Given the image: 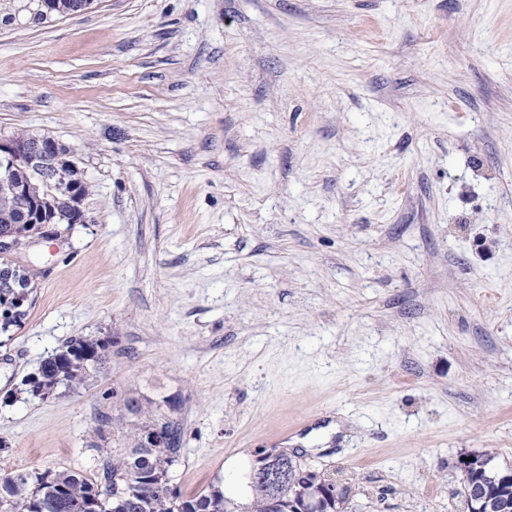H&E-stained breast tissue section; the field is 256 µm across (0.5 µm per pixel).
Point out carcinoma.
<instances>
[{"label": "carcinoma", "instance_id": "cac0c4a2", "mask_svg": "<svg viewBox=\"0 0 512 512\" xmlns=\"http://www.w3.org/2000/svg\"><path fill=\"white\" fill-rule=\"evenodd\" d=\"M91 0H43L50 14L67 16L87 9ZM56 172L69 170V151L55 141ZM12 182L30 181L41 184L39 172L28 165L10 175ZM8 184L0 182V233L10 232L19 241L39 233L37 224L24 220L23 210L1 204ZM45 207L52 216L54 231L74 226L69 199L49 197ZM34 273L20 265L12 253L0 252V332L24 323L34 303ZM96 346L92 336H78L59 350V356L48 358L41 367L40 378L50 387L74 390L84 385L93 371L107 358L106 346L99 347L95 362L85 357ZM127 416L112 419V450L105 451L101 463V480L93 481L83 474L64 469L31 475L14 473L0 478V512H294L301 498L319 503L320 512H336V497L331 491L336 483L305 463H295L286 451L278 453V463L286 470L284 479L273 484L265 473H248L246 486L250 502L245 510L231 505L224 491L212 485L192 497H184L171 485L172 471L181 463L183 439L180 423L174 414L179 410L175 398H153L144 394L130 398L125 405ZM488 465L478 484L482 496L499 507L495 512H512V484L494 479V473L512 469L494 462L486 455Z\"/></svg>", "mask_w": 512, "mask_h": 512}]
</instances>
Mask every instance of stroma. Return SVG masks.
<instances>
[{"mask_svg":"<svg viewBox=\"0 0 512 512\" xmlns=\"http://www.w3.org/2000/svg\"><path fill=\"white\" fill-rule=\"evenodd\" d=\"M19 133L90 192L22 256L0 477H99L135 391L181 405L187 496L277 447L348 512H464L461 454L512 465V0H0ZM77 336L106 362L28 395ZM42 2H44L42 6L46 13L67 16L84 11L91 0H43Z\"/></svg>","mask_w":512,"mask_h":512,"instance_id":"1","label":"stroma"}]
</instances>
